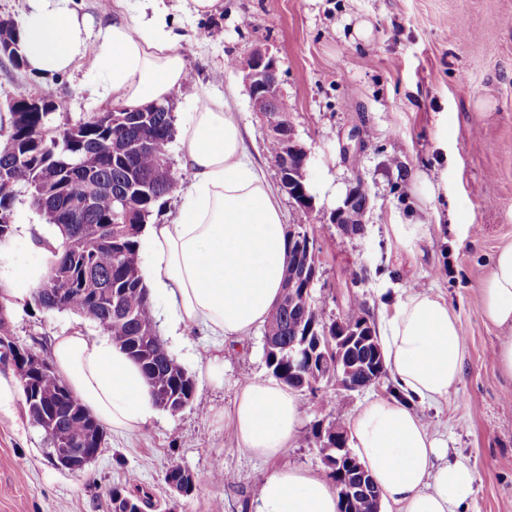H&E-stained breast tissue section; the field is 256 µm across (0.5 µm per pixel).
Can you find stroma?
Here are the masks:
<instances>
[{
  "instance_id": "1",
  "label": "stroma",
  "mask_w": 512,
  "mask_h": 512,
  "mask_svg": "<svg viewBox=\"0 0 512 512\" xmlns=\"http://www.w3.org/2000/svg\"><path fill=\"white\" fill-rule=\"evenodd\" d=\"M188 68L183 89L169 102L176 128H183L203 89L225 100L241 125L249 159L270 186L278 184L275 160L264 147L265 126L254 111L242 72L228 68L254 50L275 55L281 94L297 138L313 153L315 209L305 224L319 255L313 295L330 318L362 312L380 323L387 297L418 287L443 296L465 337L458 391L447 405L418 407L423 423L448 440L449 456L469 460L475 471L466 512H512V382L493 367V351L505 329L481 313L480 286L497 250L512 243V0H219L213 15H188L183 0H161ZM85 64L60 78L0 66V102L19 86L55 99L65 116L111 109L93 94ZM361 146L346 153L352 133ZM441 191L428 211L431 235L410 254L388 241L386 225L416 212L419 176ZM369 192L365 233H338L330 216L331 186ZM276 197L285 225L299 221L284 192ZM27 232L8 244L6 278L39 265L32 236L40 217L29 199L17 205ZM471 232H464V225ZM67 311L33 305L13 309L12 339L50 356L53 336L77 323ZM176 360L197 384L192 403L180 412L159 411L132 434L107 432L98 456L84 471L53 466L43 432L24 402L0 413V512H112V487L131 479L149 487L154 512H251L258 478L291 466L325 475L311 435L316 421L335 418L348 426L371 397L392 396L393 376L379 387L348 393L326 387L322 400L300 393L303 421L294 442L271 461L241 448L233 430L217 418L229 410L240 385L269 378L263 333L242 347L219 350L195 327L180 340L165 337ZM224 356V384H211L208 360ZM181 466L198 476L182 496L164 481ZM230 481L213 483V470Z\"/></svg>"
}]
</instances>
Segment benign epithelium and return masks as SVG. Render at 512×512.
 Returning a JSON list of instances; mask_svg holds the SVG:
<instances>
[{"label": "benign epithelium", "instance_id": "1", "mask_svg": "<svg viewBox=\"0 0 512 512\" xmlns=\"http://www.w3.org/2000/svg\"><path fill=\"white\" fill-rule=\"evenodd\" d=\"M240 70L244 73L251 102L263 100L272 104V108L263 114L266 130L276 135L283 134L285 149L277 162L279 187L296 206L310 213L314 209V198L310 192L312 154L298 141L293 125L284 124V115L281 110L274 107V104L280 100L277 59L269 52L257 49L242 62ZM357 190L356 186L351 188L344 203L337 207L330 217L331 223L335 224L338 232L348 237L361 236L365 233L368 202H358ZM312 241L313 238L309 235L306 236V240L299 241V247L305 248V258L301 264L297 265V270L307 289L312 288L316 282L318 269V254L316 248L312 246ZM361 336L375 340L370 322L363 321L357 325L348 320H338L336 321V340L326 343L317 342V347L324 348L322 351L324 377L331 382H336L337 386L349 392L363 390V387L353 382L350 377L355 368L354 344ZM98 452L97 448H56L51 461L58 468L80 472L98 455ZM339 491L346 498L362 494L367 496L372 512H380L381 500L369 495L362 466H357L354 480L339 484Z\"/></svg>", "mask_w": 512, "mask_h": 512}]
</instances>
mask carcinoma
<instances>
[{"label": "carcinoma", "mask_w": 512, "mask_h": 512, "mask_svg": "<svg viewBox=\"0 0 512 512\" xmlns=\"http://www.w3.org/2000/svg\"><path fill=\"white\" fill-rule=\"evenodd\" d=\"M30 94L24 86L0 105L10 114V125L0 127V167H8L0 182V212L10 223H0V243L16 232V202L26 193L44 224L55 231L50 242L39 238L55 260L36 287L33 303L51 312L68 310L87 318L112 336V343L126 351L141 367L151 393L169 397L167 411L183 410L194 399L196 381L173 357H165L164 344L156 335L153 303L143 281L139 237L146 218L157 202L177 187L180 174L169 154L176 130L169 104L162 111L135 110L92 112L65 124L57 112H20L17 105ZM92 198L89 208L79 203ZM296 247H288V262L281 298L288 311L276 308L263 328L265 363L270 374L298 388L300 375L309 372V359L292 352L295 340L316 325L333 334L335 321L324 316L314 297L303 300L302 282L295 277ZM108 292L97 293L100 285ZM10 310L0 300V361L9 363L18 375L24 400L28 390L50 399L56 421L50 444L100 445L106 432L57 375L47 359L30 360L29 346L15 343L9 330ZM370 354L359 352L362 366L353 381L367 384L373 377ZM336 420L318 421L311 433L323 456L327 477L337 483L336 450L330 432ZM195 476L173 465L165 473L166 483H189ZM155 508L149 488L136 484L112 488V512H145Z\"/></svg>", "instance_id": "cac0c4a2"}]
</instances>
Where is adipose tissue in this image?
<instances>
[{
    "label": "adipose tissue",
    "mask_w": 512,
    "mask_h": 512,
    "mask_svg": "<svg viewBox=\"0 0 512 512\" xmlns=\"http://www.w3.org/2000/svg\"><path fill=\"white\" fill-rule=\"evenodd\" d=\"M86 19L65 0L43 4L23 26L20 51L29 71L53 76L87 61L102 98L134 110L165 101L186 78L179 33L159 8L131 16L113 12L88 50ZM180 167L192 176L181 216L152 224L149 290L169 302L170 329L193 325L206 336L241 343L275 309L288 259L282 210L247 157L240 125L223 100L201 93L184 125ZM483 316L508 329L494 365L512 380V244L495 254L481 287ZM379 342L397 393L366 401L349 424V443L378 486L390 512H463L474 470L449 458L415 404H439L455 394L464 358L457 317L442 296L410 291L397 297L379 326ZM58 375L105 426L133 432L157 410L139 366L104 336L79 328L57 336ZM224 418L240 444L260 458L278 456L302 419L296 394L272 379L240 388ZM254 512H337L335 489L296 467L267 473Z\"/></svg>",
    "instance_id": "adipose-tissue-1"
}]
</instances>
